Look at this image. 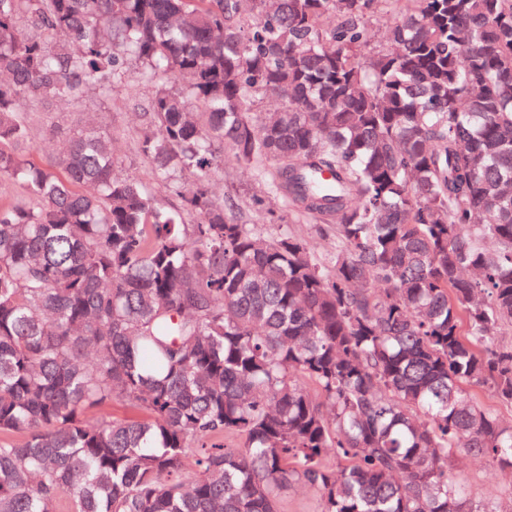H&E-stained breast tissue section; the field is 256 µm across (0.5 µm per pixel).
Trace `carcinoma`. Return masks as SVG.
Here are the masks:
<instances>
[{
    "label": "carcinoma",
    "mask_w": 512,
    "mask_h": 512,
    "mask_svg": "<svg viewBox=\"0 0 512 512\" xmlns=\"http://www.w3.org/2000/svg\"><path fill=\"white\" fill-rule=\"evenodd\" d=\"M384 3L391 50L368 36ZM251 10L0 0V179L23 187L0 206V512H277L296 487L315 512H512L449 468L512 479V422L469 392L512 405V0ZM133 62L138 149L177 209L115 172L108 133L30 145L25 103ZM266 92L285 105L263 117ZM224 148L329 262L226 214ZM454 469L457 478L471 498L478 500L487 495L490 486V475L484 464L458 458L454 462Z\"/></svg>",
    "instance_id": "obj_1"
}]
</instances>
